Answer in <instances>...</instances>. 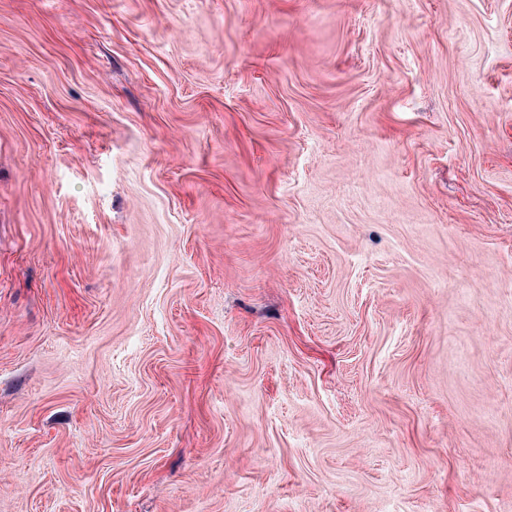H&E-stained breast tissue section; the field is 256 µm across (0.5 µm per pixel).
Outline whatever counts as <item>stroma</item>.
Here are the masks:
<instances>
[{"instance_id":"35a3bbf8","label":"stroma","mask_w":512,"mask_h":512,"mask_svg":"<svg viewBox=\"0 0 512 512\" xmlns=\"http://www.w3.org/2000/svg\"><path fill=\"white\" fill-rule=\"evenodd\" d=\"M0 512H512V0H0Z\"/></svg>"}]
</instances>
